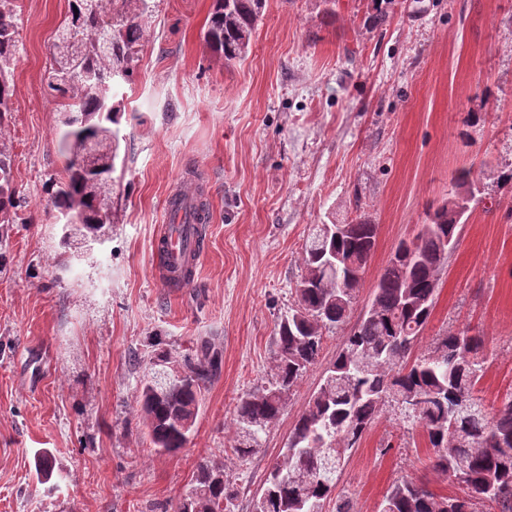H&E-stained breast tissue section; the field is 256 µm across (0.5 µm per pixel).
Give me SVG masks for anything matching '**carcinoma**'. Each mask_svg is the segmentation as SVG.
Segmentation results:
<instances>
[{"mask_svg": "<svg viewBox=\"0 0 512 512\" xmlns=\"http://www.w3.org/2000/svg\"><path fill=\"white\" fill-rule=\"evenodd\" d=\"M263 0H214L206 41L226 59L248 49ZM148 0H69L68 21L59 33L75 40L86 74L56 80L70 54L54 45L50 95L63 100L58 151L64 175L52 181V205L87 224L100 202L95 183L112 181V163L86 172L75 162L90 135H118L121 110L112 103V73L130 75L134 49L144 39ZM18 18L0 8V120L12 111L13 66L19 55ZM471 169L458 170L448 200L427 215L418 234L399 242L374 287L371 303L355 328L342 337L335 361L320 379L288 435L283 460L273 465L253 512H323L336 492L345 453L354 448L383 408L397 410L407 428L422 429L434 450L433 469L465 486L463 498L434 493L411 480L392 484L381 512H472L487 499L512 512V392L488 412L477 385L483 376V340L467 330H449L421 354L413 348L434 308L439 272L455 247L458 224L475 200ZM11 160L0 150V222L15 213ZM376 224L358 222L336 235V225L316 224L303 251L304 275L295 306L277 323L275 381L240 398L235 408V448L251 455L261 434L279 416L284 397L317 363L323 330L344 325L362 281L341 287L348 275L366 270L377 236ZM221 358L208 342L200 354L157 351L140 380V407L148 436L160 452L184 447L195 426L202 391L219 373ZM408 396L418 410L405 407ZM224 473L203 463L196 485L172 505V512H226L233 493L217 484Z\"/></svg>", "mask_w": 512, "mask_h": 512, "instance_id": "1", "label": "carcinoma"}]
</instances>
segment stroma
I'll return each mask as SVG.
<instances>
[{
    "label": "stroma",
    "mask_w": 512,
    "mask_h": 512,
    "mask_svg": "<svg viewBox=\"0 0 512 512\" xmlns=\"http://www.w3.org/2000/svg\"><path fill=\"white\" fill-rule=\"evenodd\" d=\"M112 172L108 238L63 242L49 183L61 105L46 87L49 47L69 0H14L20 55L0 124L18 203L0 224V512H169L201 463L222 467L232 512H251L288 435L354 327L401 239L447 200L468 168L478 202L440 273L416 345L472 328L484 342L486 405L512 391V0H265L245 56L205 42L213 0H150ZM385 13L386 22L372 19ZM208 212L197 273L176 288L153 241L179 182ZM365 219L375 249L345 328L324 331L317 364L253 455L233 452L239 398L274 375L275 327L295 304L313 225ZM209 341L222 369L203 392L185 448L159 454L140 418L156 347ZM56 458L50 481L36 454ZM421 429L384 412L348 452L336 492L379 512L408 479L461 495L434 471Z\"/></svg>",
    "instance_id": "obj_1"
}]
</instances>
